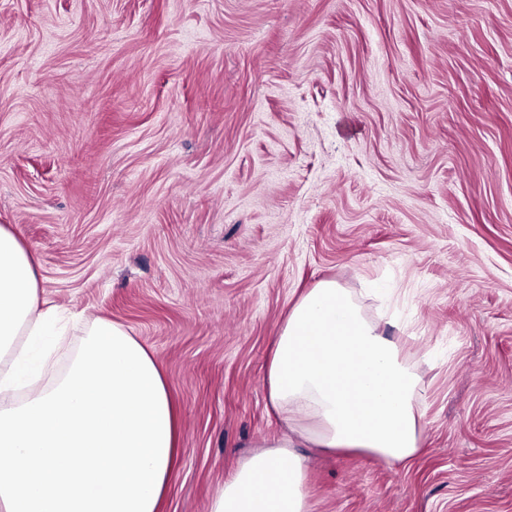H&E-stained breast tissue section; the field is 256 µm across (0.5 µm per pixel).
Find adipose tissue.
Returning a JSON list of instances; mask_svg holds the SVG:
<instances>
[{
  "label": "adipose tissue",
  "instance_id": "adipose-tissue-1",
  "mask_svg": "<svg viewBox=\"0 0 512 512\" xmlns=\"http://www.w3.org/2000/svg\"><path fill=\"white\" fill-rule=\"evenodd\" d=\"M32 253L0 225V512H160L179 424L151 353L98 320L79 357L38 389L64 310L41 298ZM269 401L289 429L224 480L209 512H311L308 448L389 463L420 447L415 374L353 297L324 280L298 298L275 338Z\"/></svg>",
  "mask_w": 512,
  "mask_h": 512
}]
</instances>
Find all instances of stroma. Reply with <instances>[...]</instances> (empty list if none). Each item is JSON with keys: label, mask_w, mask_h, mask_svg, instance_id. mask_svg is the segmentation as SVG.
<instances>
[{"label": "stroma", "mask_w": 512, "mask_h": 512, "mask_svg": "<svg viewBox=\"0 0 512 512\" xmlns=\"http://www.w3.org/2000/svg\"><path fill=\"white\" fill-rule=\"evenodd\" d=\"M153 354L162 512L280 436L264 371L336 281L394 322L419 453L309 449L312 512H512V0H0V225Z\"/></svg>", "instance_id": "35a3bbf8"}]
</instances>
